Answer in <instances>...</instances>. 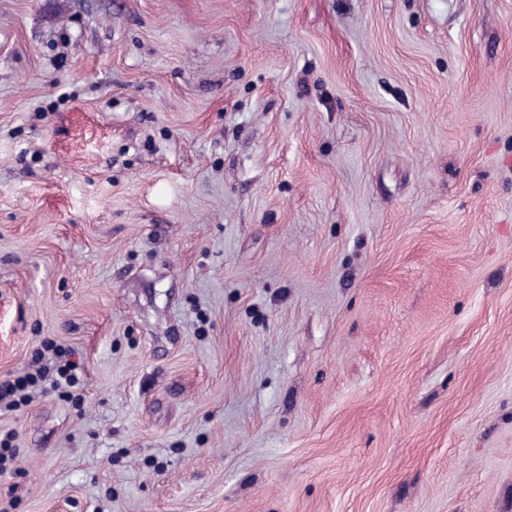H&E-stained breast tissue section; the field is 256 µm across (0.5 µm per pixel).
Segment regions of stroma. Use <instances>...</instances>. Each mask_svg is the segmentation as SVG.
<instances>
[{
  "label": "stroma",
  "instance_id": "obj_1",
  "mask_svg": "<svg viewBox=\"0 0 512 512\" xmlns=\"http://www.w3.org/2000/svg\"><path fill=\"white\" fill-rule=\"evenodd\" d=\"M0 512H512V0H0ZM44 347L54 355L49 363H41L42 358L38 357L32 369L0 383L1 413V401H4L5 411H16L31 399L33 390L46 383L56 389H73L80 385L77 365L64 359L68 356L65 349L53 341L44 342Z\"/></svg>",
  "mask_w": 512,
  "mask_h": 512
}]
</instances>
